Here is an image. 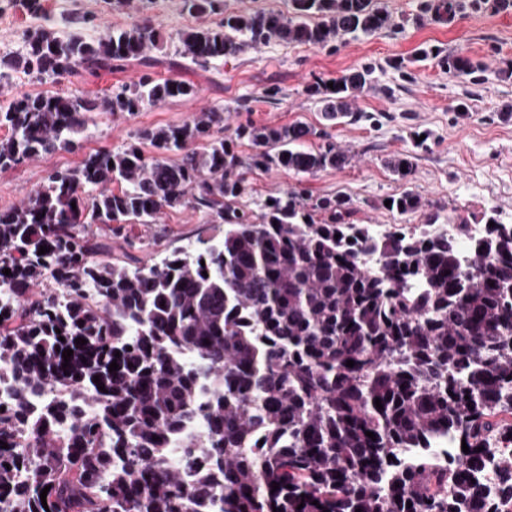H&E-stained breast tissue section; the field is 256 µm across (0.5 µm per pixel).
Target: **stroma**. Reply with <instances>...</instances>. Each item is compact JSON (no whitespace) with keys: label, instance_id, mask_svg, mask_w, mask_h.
<instances>
[{"label":"stroma","instance_id":"stroma-1","mask_svg":"<svg viewBox=\"0 0 512 512\" xmlns=\"http://www.w3.org/2000/svg\"><path fill=\"white\" fill-rule=\"evenodd\" d=\"M425 2L379 0L391 16V27L359 38L343 37L331 49L272 42L201 67L175 56L179 32L198 23L183 11L181 0H132L123 9L113 0H40L36 11L26 8L23 0H0V55L23 51L27 31L38 25L69 32L68 20L75 15L94 17V26L84 31L89 38L108 26L146 20L161 35L151 52L155 77H178L196 87L191 98L148 105L121 118L94 114L79 150L43 154L0 171V209L20 204L44 185L50 172L75 166L86 153L118 150L140 128L179 125L222 105L226 127L250 121L272 126L303 123L327 132L330 141L352 156L344 169L312 174L248 168V189L241 199L247 208L294 188L314 198H350L352 224L409 227L424 223L432 213L471 217L493 206L511 217L512 114L507 108L512 105V78H504L503 71L512 67V10L481 9L448 19L425 10ZM431 46L447 54L465 53L484 68L464 79L451 76L436 58L419 57L420 49ZM365 65L374 72L356 102L360 118L329 124L307 87ZM142 72L136 62L95 76L81 70L41 81L15 72L0 80V101L75 89L101 94L136 81ZM268 88L276 89L275 98L265 97ZM462 103L467 112H458ZM422 132L429 138L419 147L415 136ZM405 153L412 154L414 171L403 179L388 162ZM405 192L417 195L422 209L401 214L384 208L387 198ZM80 230L108 243L103 260L155 264L172 251L193 250L221 238L224 227L203 214L177 208L166 210L158 224H84Z\"/></svg>","mask_w":512,"mask_h":512}]
</instances>
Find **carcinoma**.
<instances>
[{
  "instance_id": "carcinoma-1",
  "label": "carcinoma",
  "mask_w": 512,
  "mask_h": 512,
  "mask_svg": "<svg viewBox=\"0 0 512 512\" xmlns=\"http://www.w3.org/2000/svg\"><path fill=\"white\" fill-rule=\"evenodd\" d=\"M182 4L192 16H218L178 34V54L199 66L271 41L326 47L391 24L374 0H289L286 14L227 13L223 0ZM511 6L424 4L451 18ZM88 23L71 18L65 35L30 29L23 52L0 57V77L151 66L159 41L151 25L111 27L93 40L81 33ZM441 63L461 77L481 69L460 53ZM371 74L365 66L307 93L334 123L353 115ZM195 92L189 81L145 73L101 96L74 90L0 104V127L10 131L0 170L76 148L96 112L132 114ZM314 135L304 124L226 131L224 107H213L90 153L0 210V289L8 290L0 368L11 379V403L0 410L8 444L0 512H503L512 504V456L496 460L495 491L479 478L488 440L512 435V221L495 207L484 212L480 223L495 226L464 254L457 238L428 230L437 213L380 237L370 224L345 222L352 202L344 196L289 189L257 213L239 204L243 141L262 148L251 157L256 168L307 174L349 164L332 142L306 146ZM389 166L405 178L412 155ZM177 207L219 219L223 237L131 269L94 260L106 245L78 229L156 224ZM421 207L406 192L389 210ZM42 246L49 252L38 254ZM373 252L378 270L364 261ZM46 279L63 298L33 292ZM413 282L421 290L410 296ZM35 390L57 397L30 419ZM197 417L201 430L173 458L172 439ZM442 435L469 452L441 461L429 448ZM404 448L426 452L406 458Z\"/></svg>"
}]
</instances>
